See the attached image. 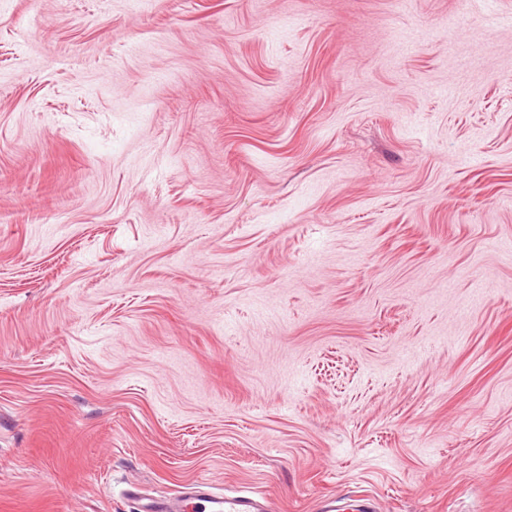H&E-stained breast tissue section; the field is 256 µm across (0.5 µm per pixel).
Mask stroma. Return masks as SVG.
<instances>
[{"label":"stroma","instance_id":"35a3bbf8","mask_svg":"<svg viewBox=\"0 0 512 512\" xmlns=\"http://www.w3.org/2000/svg\"><path fill=\"white\" fill-rule=\"evenodd\" d=\"M512 512V0H0V512ZM202 485H197L195 491L197 493L198 509L202 512H266L260 498L239 495V496H226L215 494L212 492L200 491ZM182 493L177 492L148 499V503L144 504L146 508L141 512H184L186 497H182Z\"/></svg>","mask_w":512,"mask_h":512}]
</instances>
